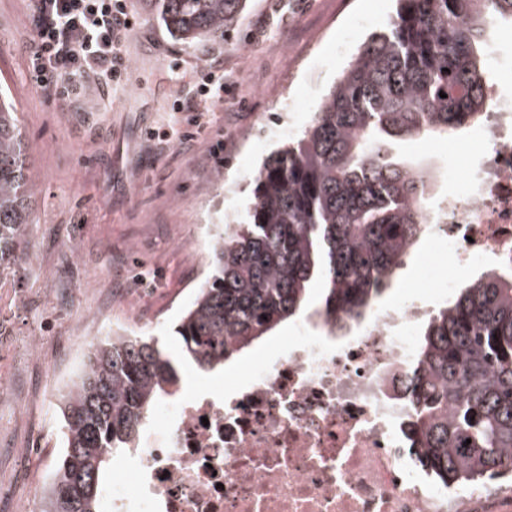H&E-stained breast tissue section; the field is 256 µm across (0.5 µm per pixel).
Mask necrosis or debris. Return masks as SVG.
I'll return each instance as SVG.
<instances>
[{"mask_svg":"<svg viewBox=\"0 0 512 512\" xmlns=\"http://www.w3.org/2000/svg\"><path fill=\"white\" fill-rule=\"evenodd\" d=\"M491 55L473 128L482 152L422 211L423 237L454 254L450 270L423 265L443 296L480 268L512 275V59L496 45ZM432 312L415 298L376 306L344 336L307 318L245 383L157 403L109 512H499L512 485L442 484L406 443L412 405L398 381Z\"/></svg>","mask_w":512,"mask_h":512,"instance_id":"necrosis-or-debris-1","label":"necrosis or debris"}]
</instances>
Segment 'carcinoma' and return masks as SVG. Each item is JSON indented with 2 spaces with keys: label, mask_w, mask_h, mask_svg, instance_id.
Masks as SVG:
<instances>
[{
  "label": "carcinoma",
  "mask_w": 512,
  "mask_h": 512,
  "mask_svg": "<svg viewBox=\"0 0 512 512\" xmlns=\"http://www.w3.org/2000/svg\"><path fill=\"white\" fill-rule=\"evenodd\" d=\"M176 39H224L247 0H144ZM390 28L372 35L322 98L311 123L266 157L246 216L211 252L175 332L197 368L224 366L297 316L350 330L375 306L399 257L417 241L423 170L397 162L387 139H431L471 126L483 97L484 0H396ZM446 97H440V93ZM34 171L17 112L0 96V276L22 259L36 223ZM322 281L311 305L313 280ZM178 383L171 359L145 336L106 335L65 399L63 447L39 512H101L107 459L133 451L150 409ZM406 388L410 448L444 484L512 476V279L465 281L423 327ZM471 443H466V440Z\"/></svg>",
  "instance_id": "obj_1"
}]
</instances>
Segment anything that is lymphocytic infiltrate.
<instances>
[{"mask_svg": "<svg viewBox=\"0 0 512 512\" xmlns=\"http://www.w3.org/2000/svg\"><path fill=\"white\" fill-rule=\"evenodd\" d=\"M37 35L33 80L44 97L69 104L103 83L125 85L123 45L137 18L126 0H30ZM224 101L223 73L210 74L197 94L179 98L177 109L203 126L208 108Z\"/></svg>", "mask_w": 512, "mask_h": 512, "instance_id": "obj_1", "label": "lymphocytic infiltrate"}]
</instances>
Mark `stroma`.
Returning <instances> with one entry per match:
<instances>
[{
  "mask_svg": "<svg viewBox=\"0 0 512 512\" xmlns=\"http://www.w3.org/2000/svg\"><path fill=\"white\" fill-rule=\"evenodd\" d=\"M140 19L125 43L127 85L100 87L83 105L48 101L29 76L35 33L26 0H0V89L14 104L34 165L33 225L26 255L13 275L0 279V373L10 390L0 403V512L32 497L48 483L62 451V391H51L56 368L69 360L60 337L80 316H101L98 334L145 335L173 359L183 356L173 325L203 281L209 256L197 253L200 225L242 218L261 161L285 140L258 149L243 133L261 128L272 98L292 89L304 107L292 113L295 130L313 117L318 101L361 46L385 31L394 0H248L222 42L202 49L169 36L143 0H129ZM224 70L228 90L214 106V121L188 141L163 139L169 126L188 131V116L173 111L177 90L195 91L209 67ZM469 131L434 142L394 140V158L434 166L446 158L448 174L434 183L452 191L467 162L481 151ZM452 261L445 245L420 239L394 273L385 306L405 296L440 308L422 286V260ZM296 327L288 322L254 350L231 360L230 373L180 371L197 389L231 377L255 353L280 343ZM46 337L39 352L25 340Z\"/></svg>",
  "mask_w": 512,
  "mask_h": 512,
  "instance_id": "35a3bbf8",
  "label": "stroma"
}]
</instances>
